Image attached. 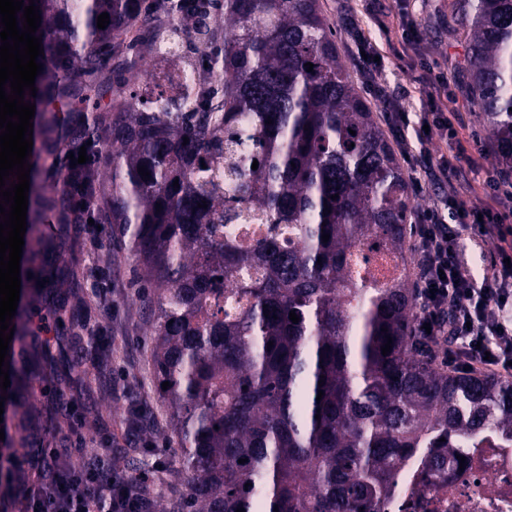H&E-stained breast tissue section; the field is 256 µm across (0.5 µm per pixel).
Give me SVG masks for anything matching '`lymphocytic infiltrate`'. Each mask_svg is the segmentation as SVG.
Listing matches in <instances>:
<instances>
[{
	"label": "lymphocytic infiltrate",
	"mask_w": 512,
	"mask_h": 512,
	"mask_svg": "<svg viewBox=\"0 0 512 512\" xmlns=\"http://www.w3.org/2000/svg\"><path fill=\"white\" fill-rule=\"evenodd\" d=\"M442 75L428 79L422 89L424 110L410 119L401 101L385 99L391 128L402 155L419 176L413 177L415 193L426 189L422 175L448 187L441 207L417 217L418 288L421 307L417 324H429V341L442 347L449 367L483 365L496 372L512 371V253L501 250L500 261L486 268L481 279L470 277L463 266L459 243L462 233L512 235L505 214L479 210L467 201V178L446 156H433L432 138L455 140L457 130L439 110ZM154 486L151 471L132 477L113 469L111 451L96 449L80 464L60 466L56 452L43 456L35 481L22 498L24 512H150L145 493Z\"/></svg>",
	"instance_id": "obj_1"
}]
</instances>
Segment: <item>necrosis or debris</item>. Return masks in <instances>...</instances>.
<instances>
[{
    "mask_svg": "<svg viewBox=\"0 0 512 512\" xmlns=\"http://www.w3.org/2000/svg\"><path fill=\"white\" fill-rule=\"evenodd\" d=\"M444 475H418L405 465L384 512H512V444L466 448Z\"/></svg>",
    "mask_w": 512,
    "mask_h": 512,
    "instance_id": "obj_1",
    "label": "necrosis or debris"
}]
</instances>
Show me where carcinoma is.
<instances>
[{
    "instance_id": "obj_1",
    "label": "carcinoma",
    "mask_w": 512,
    "mask_h": 512,
    "mask_svg": "<svg viewBox=\"0 0 512 512\" xmlns=\"http://www.w3.org/2000/svg\"><path fill=\"white\" fill-rule=\"evenodd\" d=\"M34 2L44 54L24 101L40 106L46 154L84 146L88 161L59 170L27 157L23 253L46 280L31 288L65 309L47 225L114 226L154 290L152 360L157 384L169 383L159 397L188 512H381L405 462L440 472L464 448L512 442V379L435 367L418 342L409 182L319 0H224L213 27L209 0H181L199 55L224 66L211 112L136 105L128 81L93 80L113 58L139 70L130 51L155 46L170 0ZM460 24L480 117L512 162V0H464ZM205 155L224 156L229 193L206 188ZM74 197L88 210L72 212ZM218 210L226 224L261 214L265 237L219 235ZM357 246L390 256L397 275L358 267ZM220 295L224 306L211 305ZM69 320L74 344L98 351L81 310ZM10 327L25 353L17 376L72 379L69 349L39 344L23 304Z\"/></svg>"
}]
</instances>
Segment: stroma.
I'll list each match as a JSON object with an SVG mask.
<instances>
[{
    "mask_svg": "<svg viewBox=\"0 0 512 512\" xmlns=\"http://www.w3.org/2000/svg\"><path fill=\"white\" fill-rule=\"evenodd\" d=\"M381 4L389 14L390 35H382L372 23L367 7ZM321 9L336 33V44L347 64L357 90L371 104L378 121L386 112L380 99L364 80L365 62L356 51L359 38L371 40L382 56L387 71L388 92L402 95L408 112L421 109V88L429 71L444 74L448 86L441 99L458 131V143L432 140V154L445 155L450 162L470 172L469 200L475 205L498 209L496 198L484 188L487 176L501 172L512 181V171H502L494 154L496 143L479 119V109L468 85L464 67L467 56L466 33L458 24L460 0H320ZM415 25L418 39L408 43L402 33ZM170 61L155 60L148 50L140 52V71L129 84L138 102L149 104L163 84ZM52 235L63 241L62 260H75L79 286L71 297L73 306L88 310L101 333L104 359L97 360L81 350L72 358L80 366L99 375L100 383L87 381L61 385L52 372L36 375L24 400L42 416L38 434L23 437L15 412L6 415L9 447L15 448L19 468L17 485L38 466L37 451L56 449L66 460L76 463L77 436H84L86 448H109L127 453L126 473L145 467L156 470L161 493L154 502L156 512H177L175 504L188 494L180 472L181 450L172 432L169 414L161 402L152 361V316L145 308L147 290L137 280L136 263L124 246L108 233H88L83 225L54 226ZM500 241L494 237H463L460 254L473 278H481L492 261L498 259ZM150 415L149 433L131 437L127 415L131 404Z\"/></svg>",
    "mask_w": 512,
    "mask_h": 512,
    "instance_id": "1",
    "label": "stroma"
}]
</instances>
